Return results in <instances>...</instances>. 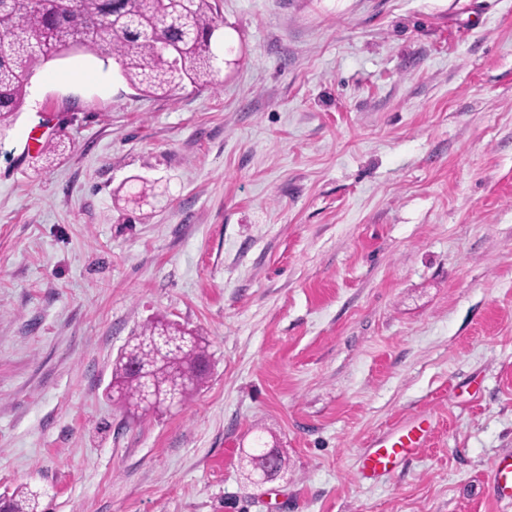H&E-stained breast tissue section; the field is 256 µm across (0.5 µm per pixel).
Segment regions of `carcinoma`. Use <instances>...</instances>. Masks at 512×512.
Returning a JSON list of instances; mask_svg holds the SVG:
<instances>
[{
    "instance_id": "1",
    "label": "carcinoma",
    "mask_w": 512,
    "mask_h": 512,
    "mask_svg": "<svg viewBox=\"0 0 512 512\" xmlns=\"http://www.w3.org/2000/svg\"><path fill=\"white\" fill-rule=\"evenodd\" d=\"M218 14V0H0V132L21 112L36 68L71 53L112 57L149 95L215 83L224 68L212 50ZM205 357L194 331L151 322L113 364L111 396L133 416L169 412L202 383L192 368ZM250 459L266 472L283 468L266 448ZM3 507L36 512L35 495L22 488Z\"/></svg>"
}]
</instances>
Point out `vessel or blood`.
<instances>
[{
  "label": "vessel or blood",
  "mask_w": 512,
  "mask_h": 512,
  "mask_svg": "<svg viewBox=\"0 0 512 512\" xmlns=\"http://www.w3.org/2000/svg\"><path fill=\"white\" fill-rule=\"evenodd\" d=\"M430 437V421L420 415L372 440L358 469L359 481L372 482L389 475L400 462L425 447ZM491 494L497 500L512 501V460L503 458L495 463L491 476Z\"/></svg>",
  "instance_id": "vessel-or-blood-1"
}]
</instances>
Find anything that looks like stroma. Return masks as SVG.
I'll return each instance as SVG.
<instances>
[{
    "mask_svg": "<svg viewBox=\"0 0 512 512\" xmlns=\"http://www.w3.org/2000/svg\"><path fill=\"white\" fill-rule=\"evenodd\" d=\"M218 3L217 86L146 96L79 52L0 133V496L512 512V0ZM154 320L210 368L137 418L107 386ZM419 415L428 445L358 482ZM263 444L288 461L264 483ZM430 437V421L420 415L372 440L358 469L359 481L372 482L389 475L400 462L425 448ZM491 494L499 500L512 501V462L502 458L495 463L491 476Z\"/></svg>",
    "mask_w": 512,
    "mask_h": 512,
    "instance_id": "35a3bbf8",
    "label": "stroma"
}]
</instances>
